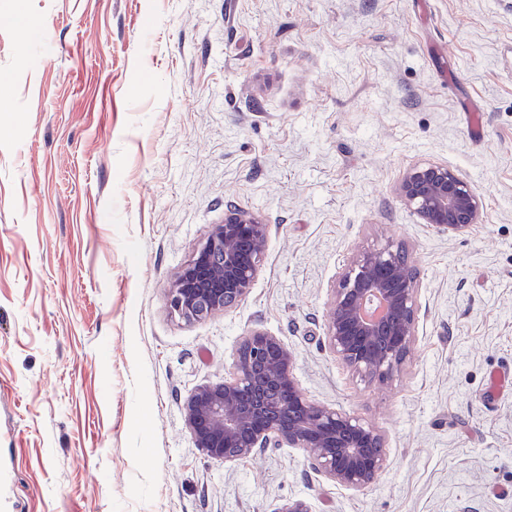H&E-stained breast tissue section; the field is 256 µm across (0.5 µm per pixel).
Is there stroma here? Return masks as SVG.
<instances>
[{"mask_svg":"<svg viewBox=\"0 0 512 512\" xmlns=\"http://www.w3.org/2000/svg\"><path fill=\"white\" fill-rule=\"evenodd\" d=\"M0 84L5 512H512V0H0ZM424 161L478 190L467 233L397 199ZM229 203L269 225L262 271L184 322L166 288ZM389 243L419 317L381 385L323 323ZM257 324L307 398L382 430L368 488L195 448L183 400Z\"/></svg>","mask_w":512,"mask_h":512,"instance_id":"obj_1","label":"stroma"}]
</instances>
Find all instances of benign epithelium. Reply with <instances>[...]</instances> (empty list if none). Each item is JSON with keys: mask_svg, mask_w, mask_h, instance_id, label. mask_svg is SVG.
Returning a JSON list of instances; mask_svg holds the SVG:
<instances>
[{"mask_svg": "<svg viewBox=\"0 0 512 512\" xmlns=\"http://www.w3.org/2000/svg\"><path fill=\"white\" fill-rule=\"evenodd\" d=\"M422 223L463 233L480 223L478 190L447 165L417 163L395 187ZM269 239V225L233 205L211 226L166 290L170 309L197 322L238 306L251 293ZM419 278L408 251L387 244L354 254L336 279L323 327L324 343L349 371L369 382L398 375L411 352ZM196 448L235 462L269 448H294L338 486L359 491L387 465L385 438L373 424L308 400L282 339L249 329L232 353V373L191 391L182 405Z\"/></svg>", "mask_w": 512, "mask_h": 512, "instance_id": "1", "label": "benign epithelium"}]
</instances>
